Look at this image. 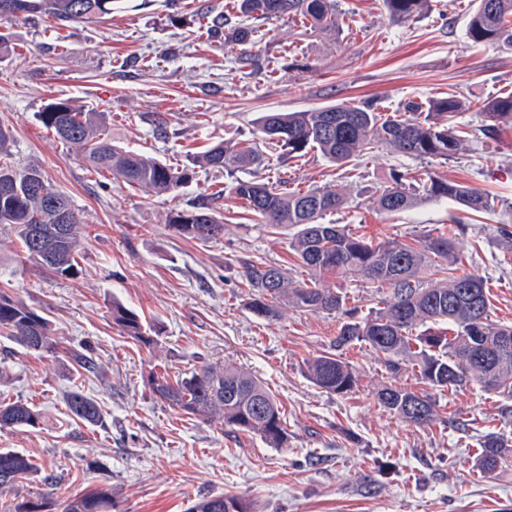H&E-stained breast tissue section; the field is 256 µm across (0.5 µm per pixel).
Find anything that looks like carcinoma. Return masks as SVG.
Masks as SVG:
<instances>
[{
	"instance_id": "1",
	"label": "carcinoma",
	"mask_w": 512,
	"mask_h": 512,
	"mask_svg": "<svg viewBox=\"0 0 512 512\" xmlns=\"http://www.w3.org/2000/svg\"><path fill=\"white\" fill-rule=\"evenodd\" d=\"M114 0H0V21L12 23L40 14L57 25L88 22L112 14ZM430 0H384L391 21L405 23L427 10ZM233 9L244 18L292 17L311 29L334 35L341 31L337 0H233ZM214 24L213 33L225 35L248 50L253 31L243 25ZM228 26L222 30V26ZM474 43L512 48V0H479L468 22ZM461 108L454 97L433 98L408 107L409 114H383L373 106L330 105L313 111L269 112L261 117L253 140L213 143L182 167L167 164L136 150L116 146L102 136L104 113L54 101L37 113L39 121L63 142L77 146L85 165L97 172L120 177L130 187L143 188L173 198L188 185L195 168L222 170L230 179L224 188L189 209L175 208L167 223L178 234L201 241L217 240L224 222L212 201L224 196L240 203L255 221L272 227L295 226L291 242L297 261L311 277L360 272L377 290L384 292L382 307L364 317L347 308V297L327 288L291 286L281 268L266 263L247 264L243 277L251 290L250 311L263 319L278 316V302L312 312L336 313L342 322L331 350L307 360L306 376L319 388L339 395L351 392L357 379L341 351L353 342H365L383 354L390 367L412 364L422 383L432 390L457 389L476 384L485 391L512 390V342L503 347L502 336H512V325L490 319L491 302L484 278L474 272L449 275L430 285L421 273L433 257L458 261L453 236L431 237L420 246L398 241L367 242L351 235L339 224L320 220L345 203L336 187L290 190L282 182L257 176L264 163L258 142L281 156L293 157L308 150L341 166L366 155L379 144L402 155L448 160L462 147V131L451 124ZM487 131L512 125V91L482 107ZM11 131L0 127V227L22 243L26 259L58 277L78 272L81 217L70 197L51 183L35 164L18 168L8 161ZM247 171L250 178L236 173ZM448 199L472 213L494 207L495 197L486 190L449 179L427 175L415 185L403 175H394L390 186L374 203L383 212L394 213L415 205L421 198ZM112 322L132 339L149 346L141 317L119 302L112 303ZM425 330L414 333L417 327ZM0 335L26 352H53L58 345L50 320L19 299L0 293ZM476 346L493 354L487 367H471L465 358ZM153 393L189 415L218 420L236 431L260 436L268 445L281 448L287 441L283 413L271 391L255 376L238 367L205 366L191 376L172 382L162 372L151 375ZM386 410L417 427L427 428L439 420L437 402L427 391L385 386L376 393ZM65 408L74 422L97 425L104 411L83 389L69 391ZM43 413L22 400L0 402V430H38ZM507 447L494 435L483 440L476 460L484 473L497 469ZM39 472L26 454L0 450V488H10ZM61 512H112L106 492L91 491L62 502ZM57 501L23 499L10 512H53ZM188 512H247L244 503L222 495L195 502Z\"/></svg>"
}]
</instances>
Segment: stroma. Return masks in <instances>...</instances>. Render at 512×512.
<instances>
[{
  "mask_svg": "<svg viewBox=\"0 0 512 512\" xmlns=\"http://www.w3.org/2000/svg\"><path fill=\"white\" fill-rule=\"evenodd\" d=\"M345 25L337 38L294 18L249 20L257 40L240 63L239 46L209 38L199 12L221 15L229 0H115L110 16L55 25L43 17L8 24L14 55L0 63V126L13 134L11 160L37 164L82 215L79 274L65 279L25 260L22 245L0 230V291L23 300L52 323L57 352H24L0 338V400L22 399L44 414L42 429L0 430V448L30 456L43 474L0 491V512L40 495L62 501L92 490L112 493L114 512H187L201 497L224 495L249 512H512V451L482 473L484 437L512 447V395L475 385L436 392L441 423L419 428L381 407L386 385H424L412 366L394 371L366 343L344 350L358 384L336 395L311 383L306 359L329 348L338 314L284 304L273 321L249 309L246 264L309 275L289 244L296 230L256 223L229 199L216 201L224 234L189 239L167 223L172 206L203 200L226 180L197 169L177 200L89 171L73 145L61 143L36 114L72 99L106 116L113 143L170 164L224 140L252 138L265 112H301L369 102L389 114L410 101L453 96L465 131L452 160L415 159L374 149L339 167L311 151L271 158L265 179L289 188L338 185L344 208L325 216L375 243L418 245L455 232L459 267L483 276L491 318L512 324V254L500 225L512 222V126L491 135L478 103L512 91V49L473 44L466 35L478 0H431L405 24L389 19L383 0H338ZM430 173L491 191L494 210L468 215L452 201L423 200L387 214L373 200L394 174ZM319 287L342 292L367 315L380 295L362 274L322 276ZM136 311L151 336L146 346L113 325V302ZM91 356L96 373L73 357ZM234 365L256 375L276 397L288 441L185 414L156 398L149 374L169 379L201 366ZM82 386L105 412L103 424L75 423L65 395ZM59 483L47 485L44 473Z\"/></svg>",
  "mask_w": 512,
  "mask_h": 512,
  "instance_id": "1",
  "label": "stroma"
}]
</instances>
